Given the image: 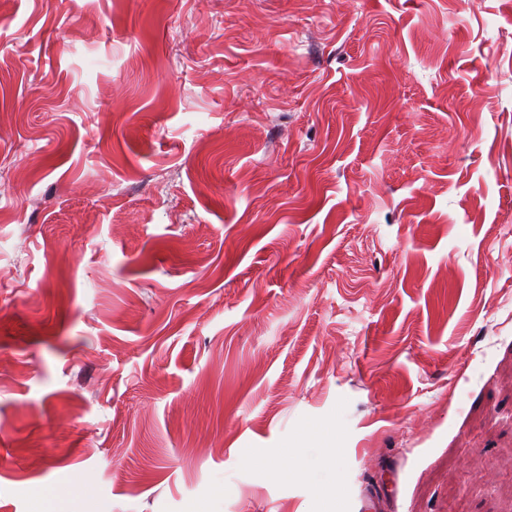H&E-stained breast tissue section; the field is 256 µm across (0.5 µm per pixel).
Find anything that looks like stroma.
<instances>
[{
    "label": "stroma",
    "instance_id": "stroma-1",
    "mask_svg": "<svg viewBox=\"0 0 512 512\" xmlns=\"http://www.w3.org/2000/svg\"><path fill=\"white\" fill-rule=\"evenodd\" d=\"M512 0H0V512H512ZM60 498L69 503L70 512H90L92 493L89 482L76 481L60 491Z\"/></svg>",
    "mask_w": 512,
    "mask_h": 512
}]
</instances>
